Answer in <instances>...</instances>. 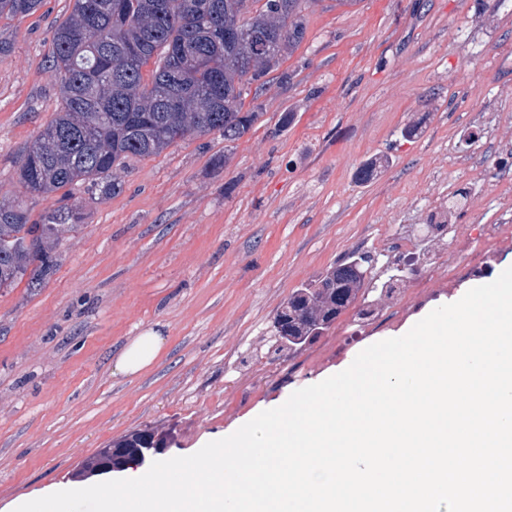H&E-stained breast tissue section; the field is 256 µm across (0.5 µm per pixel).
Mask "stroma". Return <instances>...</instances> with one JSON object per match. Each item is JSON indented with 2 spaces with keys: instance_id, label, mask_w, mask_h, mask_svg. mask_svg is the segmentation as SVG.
Returning <instances> with one entry per match:
<instances>
[{
  "instance_id": "stroma-1",
  "label": "stroma",
  "mask_w": 512,
  "mask_h": 512,
  "mask_svg": "<svg viewBox=\"0 0 512 512\" xmlns=\"http://www.w3.org/2000/svg\"><path fill=\"white\" fill-rule=\"evenodd\" d=\"M72 8L42 0L0 20V201L35 217L59 196L29 193L18 169L59 108L52 37ZM302 12L303 41L246 99L255 129L128 160L108 197L75 187L83 221L53 272L0 288V512L71 484L135 428H175L164 458L193 454L512 263V245L481 235L512 225V118H492L512 115V0H304ZM471 186L452 221L482 266L460 254L452 282L412 276L372 317L348 310L313 344L278 349L293 290L354 253L371 286L406 247L441 249L449 234L424 226ZM151 328L166 338L154 364L114 374Z\"/></svg>"
}]
</instances>
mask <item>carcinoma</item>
<instances>
[{
    "mask_svg": "<svg viewBox=\"0 0 512 512\" xmlns=\"http://www.w3.org/2000/svg\"><path fill=\"white\" fill-rule=\"evenodd\" d=\"M303 0H74L53 33L51 73L61 104L28 146L18 178L33 193L62 192L83 183L103 196L120 182L128 158H145L191 136L218 131L224 141L247 134L261 113L244 110L245 85L280 66L305 36ZM41 0H0V20L34 14ZM243 34L224 40V28ZM79 204L38 220L0 205V288L29 278L34 288L57 264L63 233L76 229ZM357 257L294 290L278 311V348L296 350L327 331L365 295L367 269ZM174 430L126 432L85 458L74 477L85 480L134 466L143 448H166Z\"/></svg>",
    "mask_w": 512,
    "mask_h": 512,
    "instance_id": "1",
    "label": "carcinoma"
}]
</instances>
